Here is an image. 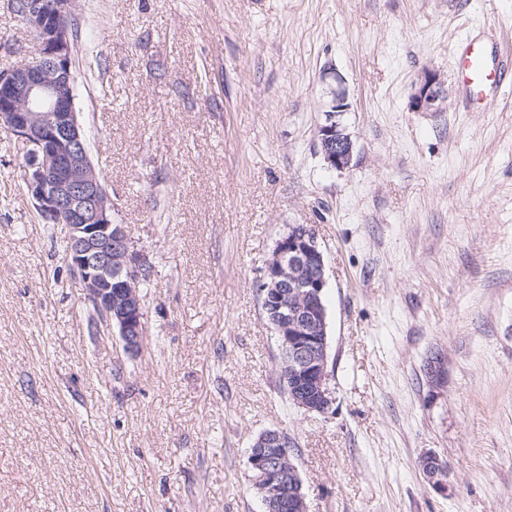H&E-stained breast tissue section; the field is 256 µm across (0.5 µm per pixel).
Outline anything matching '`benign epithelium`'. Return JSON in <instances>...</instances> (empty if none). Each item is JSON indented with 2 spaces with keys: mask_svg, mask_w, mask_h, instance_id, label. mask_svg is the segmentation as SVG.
<instances>
[{
  "mask_svg": "<svg viewBox=\"0 0 512 512\" xmlns=\"http://www.w3.org/2000/svg\"><path fill=\"white\" fill-rule=\"evenodd\" d=\"M77 0H29L20 18L29 28L41 60L24 59L0 70V129L24 147V182L36 210L48 224L63 226L66 261L84 298L106 326H115L125 350L136 354L147 336L137 261L128 231L112 223V198L90 156L75 104L76 40L71 30ZM445 100L440 73L418 75L410 107L439 112ZM350 109L341 77L331 92L317 137L324 161L347 168L351 134L341 121ZM327 285L324 253L314 232L283 236L262 271V308L281 351L280 375L298 387L294 405L332 415L336 397L329 370ZM252 481L263 493L266 512H280L288 494L291 512H307L306 495L292 461L288 434L279 428L260 434L248 455ZM433 487L448 492L447 463L436 455L421 460Z\"/></svg>",
  "mask_w": 512,
  "mask_h": 512,
  "instance_id": "benign-epithelium-1",
  "label": "benign epithelium"
}]
</instances>
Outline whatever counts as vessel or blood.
<instances>
[{"instance_id":"1","label":"vessel or blood","mask_w":512,"mask_h":512,"mask_svg":"<svg viewBox=\"0 0 512 512\" xmlns=\"http://www.w3.org/2000/svg\"><path fill=\"white\" fill-rule=\"evenodd\" d=\"M457 75L465 89L468 103L487 105L494 90L512 80V55H489L488 45L476 40H466L456 51Z\"/></svg>"}]
</instances>
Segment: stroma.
Listing matches in <instances>:
<instances>
[{
	"instance_id": "1",
	"label": "stroma",
	"mask_w": 512,
	"mask_h": 512,
	"mask_svg": "<svg viewBox=\"0 0 512 512\" xmlns=\"http://www.w3.org/2000/svg\"><path fill=\"white\" fill-rule=\"evenodd\" d=\"M76 108L112 221L153 268L125 352L0 131V512H265L280 428L308 512H512V87L463 107L455 46L512 0H78ZM32 36L0 0V69ZM439 72L442 111L415 112ZM354 142L327 166L331 88ZM323 250L336 404L299 409L258 283L291 225ZM448 464V491L420 460ZM445 100L444 81L440 73L427 69L418 75L410 107L415 112H439ZM249 451L248 463L255 488L263 493L266 512H279L283 493L288 494L291 512H307L306 495L297 467L292 461L288 434L279 428L260 434Z\"/></svg>"
}]
</instances>
